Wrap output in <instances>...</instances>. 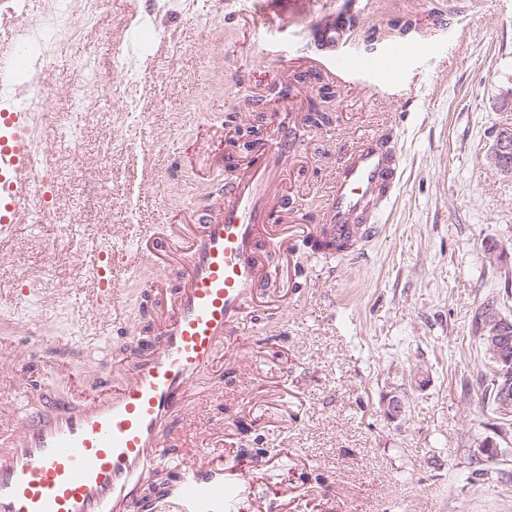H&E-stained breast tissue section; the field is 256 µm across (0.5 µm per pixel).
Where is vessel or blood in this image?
<instances>
[{
    "label": "vessel or blood",
    "instance_id": "obj_1",
    "mask_svg": "<svg viewBox=\"0 0 512 512\" xmlns=\"http://www.w3.org/2000/svg\"><path fill=\"white\" fill-rule=\"evenodd\" d=\"M348 20L314 32L328 77L370 67L346 50ZM22 45L0 43V97L14 87ZM31 116L0 110V249L45 191L39 182ZM293 138L279 125L275 141L247 176L223 189L196 223L168 225L139 237L138 257L159 270L176 266L175 284L158 281L144 299L146 323L132 334L135 362L103 382L84 402L46 393L18 417L0 410V512H234L243 492L228 480L223 452L209 449L226 420L212 408L222 396L213 373L220 361L239 364V335L260 293L279 286L272 251L291 249L295 220L287 194H274L288 167ZM401 151L394 127L343 150L315 233L352 244L353 254L381 232L379 215L399 189ZM101 305L115 301L112 251L98 245Z\"/></svg>",
    "mask_w": 512,
    "mask_h": 512
}]
</instances>
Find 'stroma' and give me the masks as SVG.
Here are the masks:
<instances>
[{
  "instance_id": "stroma-1",
  "label": "stroma",
  "mask_w": 512,
  "mask_h": 512,
  "mask_svg": "<svg viewBox=\"0 0 512 512\" xmlns=\"http://www.w3.org/2000/svg\"><path fill=\"white\" fill-rule=\"evenodd\" d=\"M351 41L382 54L413 35L434 51L399 59L397 78H338L331 124L301 127L285 188L318 215L340 149L395 123L402 153L381 236L357 260L293 250L306 273L279 289L281 316L251 321L246 365L261 382L243 395L224 375V417L241 428L224 457L261 503L239 512H512V435L485 397L490 362L475 333L495 298L512 318V177L490 162L512 129V0H366ZM243 0H24L0 14V35L25 45L16 82L46 91L33 136L61 168L0 259V369H30L43 388L82 400L123 368L121 326L156 269L135 256L150 224L207 209L233 181L219 161L232 125L277 123L257 96L319 69L308 30L353 0H271L255 26ZM112 250L123 290L97 304L92 242ZM502 257L490 263L489 245ZM406 396L395 422L391 392ZM504 450L479 454L482 441Z\"/></svg>"
}]
</instances>
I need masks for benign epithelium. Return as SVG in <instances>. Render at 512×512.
Returning <instances> with one entry per match:
<instances>
[{
    "label": "benign epithelium",
    "mask_w": 512,
    "mask_h": 512,
    "mask_svg": "<svg viewBox=\"0 0 512 512\" xmlns=\"http://www.w3.org/2000/svg\"><path fill=\"white\" fill-rule=\"evenodd\" d=\"M490 161L504 174L512 176V130L494 142ZM486 354L490 361L492 391L496 412L504 422L512 421V319L497 306L488 307L480 319ZM405 411L404 399L394 394L386 402L384 414L390 421L400 419Z\"/></svg>",
    "instance_id": "1"
}]
</instances>
